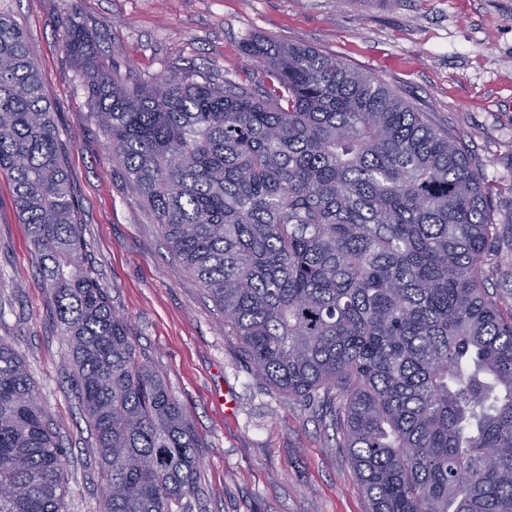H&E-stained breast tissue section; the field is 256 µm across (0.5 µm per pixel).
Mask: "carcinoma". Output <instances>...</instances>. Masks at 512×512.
Returning a JSON list of instances; mask_svg holds the SVG:
<instances>
[{
  "label": "carcinoma",
  "instance_id": "obj_1",
  "mask_svg": "<svg viewBox=\"0 0 512 512\" xmlns=\"http://www.w3.org/2000/svg\"><path fill=\"white\" fill-rule=\"evenodd\" d=\"M87 105L254 376L329 416L370 512H512V311L484 287L494 205L460 139L370 74L256 38L277 86L179 70L128 85L75 27ZM66 337L111 486L103 512H175L199 439L138 362L86 258L79 203L23 31L0 13V176ZM68 451L0 338V512H66Z\"/></svg>",
  "mask_w": 512,
  "mask_h": 512
}]
</instances>
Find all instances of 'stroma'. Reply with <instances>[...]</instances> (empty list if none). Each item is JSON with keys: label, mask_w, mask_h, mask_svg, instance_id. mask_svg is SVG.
Wrapping results in <instances>:
<instances>
[{"label": "stroma", "mask_w": 512, "mask_h": 512, "mask_svg": "<svg viewBox=\"0 0 512 512\" xmlns=\"http://www.w3.org/2000/svg\"><path fill=\"white\" fill-rule=\"evenodd\" d=\"M27 36L65 144L87 257L200 439L189 512H368L321 413L255 378L241 343L151 212L86 106L84 72L64 51L84 27L127 83L181 69L256 86L248 40L313 46L376 76L457 135L495 205L489 297L512 309V0H0ZM34 249L0 177V337L24 360L69 453L67 512H102L94 439L72 391L68 349L49 314Z\"/></svg>", "instance_id": "35a3bbf8"}]
</instances>
